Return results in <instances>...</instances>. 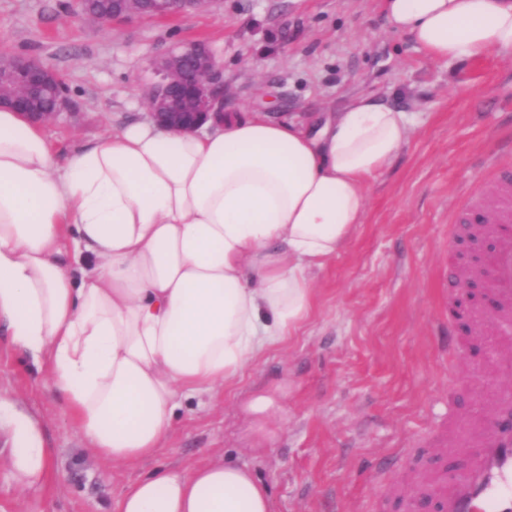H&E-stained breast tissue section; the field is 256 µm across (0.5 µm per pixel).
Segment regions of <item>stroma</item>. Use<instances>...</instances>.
Returning a JSON list of instances; mask_svg holds the SVG:
<instances>
[{"instance_id": "stroma-1", "label": "stroma", "mask_w": 512, "mask_h": 512, "mask_svg": "<svg viewBox=\"0 0 512 512\" xmlns=\"http://www.w3.org/2000/svg\"><path fill=\"white\" fill-rule=\"evenodd\" d=\"M209 45L224 70V109L309 121L369 95L412 113L392 163L366 188L358 233L314 275L313 317L216 398L194 397L154 457L100 459L82 441L45 370L0 335V396L41 422L49 472L22 490L0 465V512H114L122 490L162 467L214 456L250 466L274 512H378L448 416L491 420L503 378L481 370L496 336L477 335L459 378L433 327L448 226L472 193L490 192L482 166L512 167V54L436 62L385 18L383 0H224L168 18L103 26L68 0H0V55L34 57L63 77L72 112L45 126L61 157L148 119L155 61L181 43ZM276 409L243 407L257 391Z\"/></svg>"}]
</instances>
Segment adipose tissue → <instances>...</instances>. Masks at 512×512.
Wrapping results in <instances>:
<instances>
[{
  "instance_id": "1",
  "label": "adipose tissue",
  "mask_w": 512,
  "mask_h": 512,
  "mask_svg": "<svg viewBox=\"0 0 512 512\" xmlns=\"http://www.w3.org/2000/svg\"><path fill=\"white\" fill-rule=\"evenodd\" d=\"M433 60L512 54V0H385ZM413 118L368 96L309 124L231 113L192 132L132 123L58 160L0 108V331L45 364L107 462L154 456L185 396L233 386L312 316V273L355 236L366 186ZM12 418L25 485L50 452ZM115 512H273L245 465L154 470Z\"/></svg>"
}]
</instances>
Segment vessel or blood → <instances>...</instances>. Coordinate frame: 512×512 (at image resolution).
<instances>
[{
  "mask_svg": "<svg viewBox=\"0 0 512 512\" xmlns=\"http://www.w3.org/2000/svg\"><path fill=\"white\" fill-rule=\"evenodd\" d=\"M490 196L470 199L463 216L450 232L457 248L448 263L453 278L468 274L481 281L483 297L495 315L497 345L512 348V169L496 171ZM490 237L497 245L488 260H477L459 250L467 238ZM496 416L452 421L436 435L437 447L461 439L471 454L464 472L447 476L431 470L419 475L418 496L405 504V512H512V385L493 397Z\"/></svg>",
  "mask_w": 512,
  "mask_h": 512,
  "instance_id": "b4317fda",
  "label": "vessel or blood"
}]
</instances>
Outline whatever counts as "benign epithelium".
I'll list each match as a JSON object with an SVG mask.
<instances>
[{
    "instance_id": "obj_1",
    "label": "benign epithelium",
    "mask_w": 512,
    "mask_h": 512,
    "mask_svg": "<svg viewBox=\"0 0 512 512\" xmlns=\"http://www.w3.org/2000/svg\"><path fill=\"white\" fill-rule=\"evenodd\" d=\"M221 0H72L73 11L101 25L133 17L165 18L211 8ZM161 78L146 96L157 124L175 130L200 126L224 99L216 59L204 43L183 44L157 62ZM21 111L46 124L72 107L60 76L35 58L12 55L0 60V107Z\"/></svg>"
}]
</instances>
